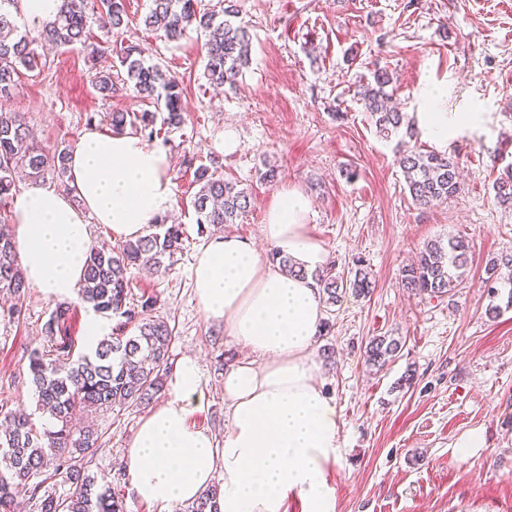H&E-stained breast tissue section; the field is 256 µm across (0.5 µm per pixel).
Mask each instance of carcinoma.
I'll return each instance as SVG.
<instances>
[{"instance_id": "carcinoma-1", "label": "carcinoma", "mask_w": 512, "mask_h": 512, "mask_svg": "<svg viewBox=\"0 0 512 512\" xmlns=\"http://www.w3.org/2000/svg\"><path fill=\"white\" fill-rule=\"evenodd\" d=\"M15 0H0V98H8L15 89L21 69L37 66L33 40L19 33L13 14ZM197 0H152L143 24L169 42L181 40L189 27L205 33L207 41L204 76L214 86H234L249 58V33L237 21L236 0H221L220 10L199 11ZM87 0H63L56 18L39 31V39L59 46L86 43L89 36ZM97 21L103 27L121 29L124 24V0H99ZM141 51L126 47L121 65L126 67V86L144 102L164 101L163 125L177 129L183 121L184 103L176 77L156 65L138 58ZM391 78L377 69L372 79H363L355 95L365 111L375 119L380 134L389 139L404 126V113L387 105L386 88ZM95 87L105 97L116 92L112 71L95 73ZM157 115L143 112H114L112 133L154 137ZM69 149L53 151L38 146L34 136L16 112L0 109V207L16 191V174L23 171L34 180L51 174L68 173ZM414 205L420 208L442 204L460 189L458 163L448 155L418 150L405 151L396 159ZM196 223L234 224L249 211L251 193L224 179L214 166L201 165L195 172ZM496 200L512 205V165L493 185ZM184 231L179 224H158L156 231L135 241L117 246L97 245L86 260L81 290L82 301L97 313L122 318L118 332L101 339L94 352L73 353V345L60 337L71 315V305L60 303L41 329L48 349L37 351L29 360V372L37 409L48 414L50 422L37 425L30 414L5 415L0 427V512H16L20 492L38 501L39 512H124L122 498L112 491L111 477L94 475L83 466L86 452L95 447V432L80 425V416L93 408L111 404L147 405L165 383L173 329L164 318L152 314L156 299L147 297L140 305L130 302L131 269L145 267L163 274L184 250ZM472 245L463 237H450L447 243L431 241L419 252L417 261L401 271V284L410 291L441 298L452 293L467 278ZM272 261L290 276L308 275L299 262L277 252ZM510 274L502 278L501 269ZM312 278L320 289L322 302L336 305L349 292L360 298L372 291L367 268L358 259L347 275L334 267L317 271ZM509 289L507 305H512V253L493 257L488 262L486 286L496 284ZM0 289L17 299L26 296L29 285L14 251L11 235L0 231ZM402 349L393 336H376L366 346L368 365L382 369ZM54 465V474L62 475L74 489L65 499L42 484H29L31 475ZM219 493L204 490L188 507V512H218Z\"/></svg>"}]
</instances>
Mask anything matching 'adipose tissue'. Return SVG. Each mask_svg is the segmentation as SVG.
Segmentation results:
<instances>
[{"mask_svg": "<svg viewBox=\"0 0 512 512\" xmlns=\"http://www.w3.org/2000/svg\"><path fill=\"white\" fill-rule=\"evenodd\" d=\"M422 95L419 126L447 148V91L427 85ZM68 167L71 192L32 184L13 205L24 276L55 302L79 296L93 224L109 226L114 240L133 241L173 207L171 157L138 136L86 132ZM309 211L303 193L279 190L262 231L273 249L312 271L324 249L310 232ZM192 287L206 318L223 323L243 352L224 373V439L214 443L188 425L199 366L183 359L171 398L142 421L125 454L138 500L174 512L197 499L220 468V512H287L292 496L304 512H335L326 468L336 459L340 423L312 357L323 321L314 281L282 273L246 239L218 234L195 257Z\"/></svg>", "mask_w": 512, "mask_h": 512, "instance_id": "adipose-tissue-1", "label": "adipose tissue"}]
</instances>
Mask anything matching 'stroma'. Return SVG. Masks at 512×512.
<instances>
[{"label": "stroma", "instance_id": "stroma-1", "mask_svg": "<svg viewBox=\"0 0 512 512\" xmlns=\"http://www.w3.org/2000/svg\"><path fill=\"white\" fill-rule=\"evenodd\" d=\"M251 38L250 63L236 86L213 88L204 76L205 38L196 31L161 40L143 18L151 0H125L121 32L101 27L99 4L88 0L90 46L37 47L38 65L22 71L0 108L24 117L43 148L73 146L95 129L109 132L113 112H140L144 103L120 88L105 98L96 68L117 64L120 48L138 47L146 64L175 75L184 123L162 129L153 146L174 159L173 209L185 250L165 274L136 269L133 300L156 298L155 312L174 329L171 362L196 359L199 388L191 426L224 436V370L239 348L223 324L207 320L194 297L191 270L199 234L194 171L213 165L252 197L251 210L229 230L261 243L262 226L278 190L297 189L310 201L312 235L336 272L364 260L374 289L345 294L324 319L314 359L340 420L336 461L327 477L335 512H512V307L507 289L483 284L492 257L512 253V207L500 205L493 183L512 162V0H237ZM109 49L92 60L91 46ZM393 76V102L410 133L384 139L354 96L374 69ZM448 90V114L477 113L473 125L448 133L459 163L460 191L423 209L413 204L395 162L405 149L433 150L416 127L426 83ZM239 145L224 151V132ZM274 181H263L268 166ZM471 240L469 274L451 295L436 299L405 291L402 268L424 243ZM501 306L498 318L486 315ZM0 297V411L36 409L29 359L43 350L41 333L55 304L29 290L20 318ZM396 336L403 347L383 370L368 367L365 346ZM413 381L403 384L405 374ZM146 408L113 405L83 417L98 435L84 464L119 476L125 512H159L137 499L122 456ZM480 432L483 447L462 456L461 442Z\"/></svg>", "mask_w": 512, "mask_h": 512}]
</instances>
